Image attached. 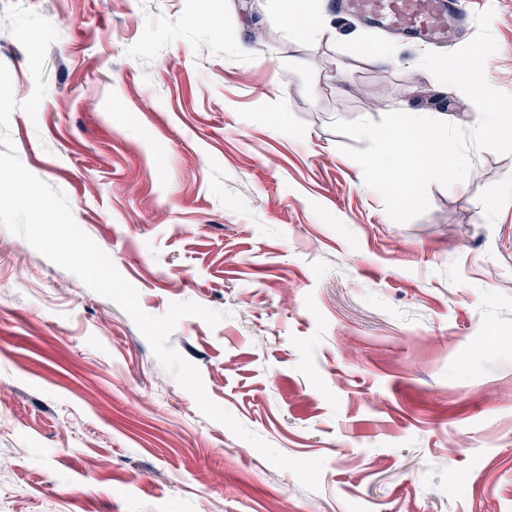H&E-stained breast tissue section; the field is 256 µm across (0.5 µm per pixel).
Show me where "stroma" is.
<instances>
[{"instance_id":"1","label":"stroma","mask_w":512,"mask_h":512,"mask_svg":"<svg viewBox=\"0 0 512 512\" xmlns=\"http://www.w3.org/2000/svg\"><path fill=\"white\" fill-rule=\"evenodd\" d=\"M58 32L24 166L148 314L193 301L169 344L212 401L318 490L205 417L132 318L0 228V512H512V153L470 151L394 222L334 120L473 110L421 67L431 46L319 0L332 38L291 35L279 0H21ZM489 84L512 94V0ZM263 41H252L254 30ZM392 47L402 62L380 66ZM0 62L25 101L23 47Z\"/></svg>"}]
</instances>
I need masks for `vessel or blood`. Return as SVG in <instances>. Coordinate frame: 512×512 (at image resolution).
Instances as JSON below:
<instances>
[{
	"instance_id": "b4317fda",
	"label": "vessel or blood",
	"mask_w": 512,
	"mask_h": 512,
	"mask_svg": "<svg viewBox=\"0 0 512 512\" xmlns=\"http://www.w3.org/2000/svg\"><path fill=\"white\" fill-rule=\"evenodd\" d=\"M336 12L380 19L395 31L434 42L441 41L449 28L465 30L471 21L456 0H336Z\"/></svg>"
}]
</instances>
